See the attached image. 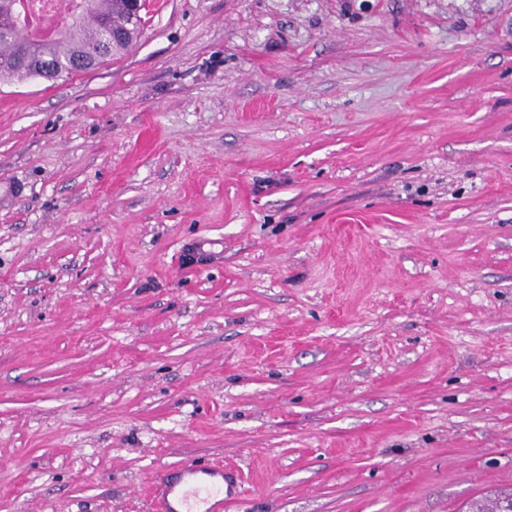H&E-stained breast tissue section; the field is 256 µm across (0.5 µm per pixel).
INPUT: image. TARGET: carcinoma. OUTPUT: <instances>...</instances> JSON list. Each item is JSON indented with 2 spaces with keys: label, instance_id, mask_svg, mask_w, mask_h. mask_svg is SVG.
<instances>
[{
  "label": "carcinoma",
  "instance_id": "cac0c4a2",
  "mask_svg": "<svg viewBox=\"0 0 512 512\" xmlns=\"http://www.w3.org/2000/svg\"><path fill=\"white\" fill-rule=\"evenodd\" d=\"M129 15L126 0H85V6L78 14H73L69 9L65 11L64 31L60 37L51 41L30 43L5 13L0 16V56L9 58L17 53L32 52L55 62L63 69V75L68 76L71 74L68 64L97 46L103 27L107 26L125 34V37L111 45L110 51L99 59L97 65L101 66L140 39L144 18L137 16L136 23L130 26ZM510 502L511 492H494L475 503L473 512H503Z\"/></svg>",
  "mask_w": 512,
  "mask_h": 512
}]
</instances>
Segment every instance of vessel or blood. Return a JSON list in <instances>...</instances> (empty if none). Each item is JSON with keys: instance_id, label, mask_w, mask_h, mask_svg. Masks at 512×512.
<instances>
[{"instance_id": "obj_1", "label": "vessel or blood", "mask_w": 512, "mask_h": 512, "mask_svg": "<svg viewBox=\"0 0 512 512\" xmlns=\"http://www.w3.org/2000/svg\"><path fill=\"white\" fill-rule=\"evenodd\" d=\"M220 465L183 467L178 480H160L151 490L154 512H216L224 497V487L214 478L223 474Z\"/></svg>"}]
</instances>
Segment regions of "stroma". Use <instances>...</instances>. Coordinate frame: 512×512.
Returning a JSON list of instances; mask_svg holds the SVG:
<instances>
[{
    "label": "stroma",
    "instance_id": "obj_1",
    "mask_svg": "<svg viewBox=\"0 0 512 512\" xmlns=\"http://www.w3.org/2000/svg\"><path fill=\"white\" fill-rule=\"evenodd\" d=\"M465 512L512 488V0H166L0 84V512ZM179 480L162 479L151 490L155 512H216V504L224 499V486L206 477L220 475L223 465L189 464L180 471ZM182 477H188L181 483ZM170 496H172L170 498Z\"/></svg>",
    "mask_w": 512,
    "mask_h": 512
}]
</instances>
